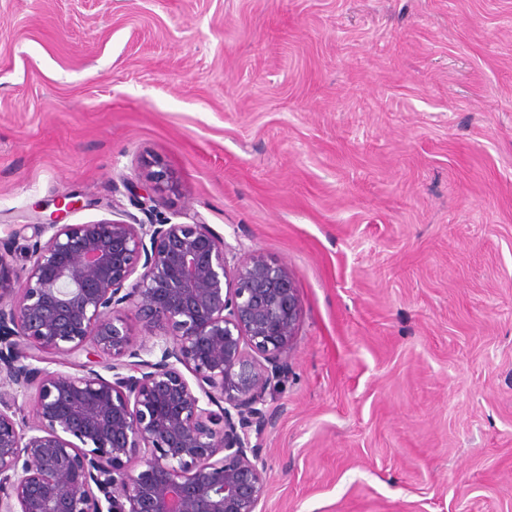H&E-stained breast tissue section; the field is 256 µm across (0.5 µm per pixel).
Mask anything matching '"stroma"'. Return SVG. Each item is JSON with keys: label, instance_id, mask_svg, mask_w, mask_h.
Returning <instances> with one entry per match:
<instances>
[{"label": "stroma", "instance_id": "35a3bbf8", "mask_svg": "<svg viewBox=\"0 0 512 512\" xmlns=\"http://www.w3.org/2000/svg\"><path fill=\"white\" fill-rule=\"evenodd\" d=\"M66 194L287 266L264 512H512V0H0L18 279ZM143 182L139 187L145 192L141 205L153 203L163 205L169 193H174L175 184L167 167L158 159H153L145 166Z\"/></svg>", "mask_w": 512, "mask_h": 512}]
</instances>
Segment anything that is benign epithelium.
Segmentation results:
<instances>
[{"mask_svg": "<svg viewBox=\"0 0 512 512\" xmlns=\"http://www.w3.org/2000/svg\"><path fill=\"white\" fill-rule=\"evenodd\" d=\"M140 189L165 203L164 163ZM78 205L56 203L23 282L0 250V387L37 388L31 425L0 397V512H263L252 438L300 324L288 268L258 251L230 262L198 221L60 223ZM131 315L159 342L134 347ZM88 345L112 378L34 366Z\"/></svg>", "mask_w": 512, "mask_h": 512, "instance_id": "7a95c632", "label": "benign epithelium"}]
</instances>
